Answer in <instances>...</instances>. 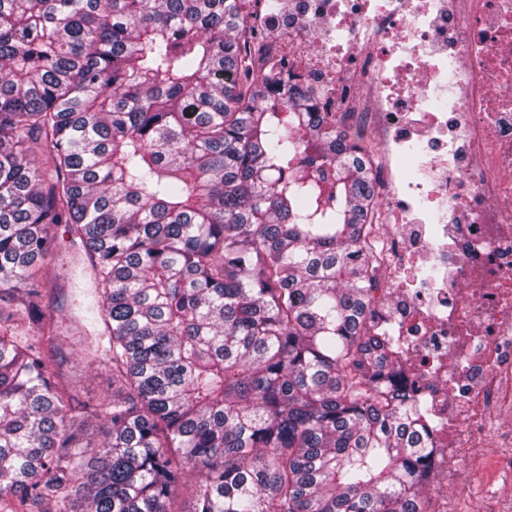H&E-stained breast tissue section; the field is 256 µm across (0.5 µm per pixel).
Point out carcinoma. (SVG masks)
Instances as JSON below:
<instances>
[{
	"mask_svg": "<svg viewBox=\"0 0 512 512\" xmlns=\"http://www.w3.org/2000/svg\"><path fill=\"white\" fill-rule=\"evenodd\" d=\"M245 32L239 0H0V512H172L190 473L189 512H428L424 412L364 331L371 170ZM53 224L91 413L52 368ZM54 254L47 258L40 281L45 291V311L56 326L57 365L61 381L76 389L81 400L96 402L107 385L104 371L87 366L82 336H96L101 327L87 319L86 307L93 300V279L87 260L78 263L76 250L64 224H54ZM76 383V381H79Z\"/></svg>",
	"mask_w": 512,
	"mask_h": 512,
	"instance_id": "1",
	"label": "carcinoma"
}]
</instances>
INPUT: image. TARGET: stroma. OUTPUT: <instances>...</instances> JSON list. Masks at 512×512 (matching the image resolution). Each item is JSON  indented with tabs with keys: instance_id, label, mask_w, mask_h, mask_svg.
Here are the masks:
<instances>
[{
	"instance_id": "35a3bbf8",
	"label": "stroma",
	"mask_w": 512,
	"mask_h": 512,
	"mask_svg": "<svg viewBox=\"0 0 512 512\" xmlns=\"http://www.w3.org/2000/svg\"><path fill=\"white\" fill-rule=\"evenodd\" d=\"M51 232L57 247L44 263L41 285L46 314L56 326L57 369L63 384L75 389L80 399L93 402L105 390L107 376L86 365L80 342L81 337L95 336L100 330L86 317V307L93 299L91 270L87 263L77 261L65 225H54Z\"/></svg>"
}]
</instances>
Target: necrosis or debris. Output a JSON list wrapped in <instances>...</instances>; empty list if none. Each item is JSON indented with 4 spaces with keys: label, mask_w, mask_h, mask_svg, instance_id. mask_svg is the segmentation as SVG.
Masks as SVG:
<instances>
[{
    "label": "necrosis or debris",
    "mask_w": 512,
    "mask_h": 512,
    "mask_svg": "<svg viewBox=\"0 0 512 512\" xmlns=\"http://www.w3.org/2000/svg\"><path fill=\"white\" fill-rule=\"evenodd\" d=\"M254 66L285 62L365 145L379 198L366 326L395 341L436 450L434 512L467 466L512 474V0H265Z\"/></svg>",
    "instance_id": "4bbe7bcc"
}]
</instances>
